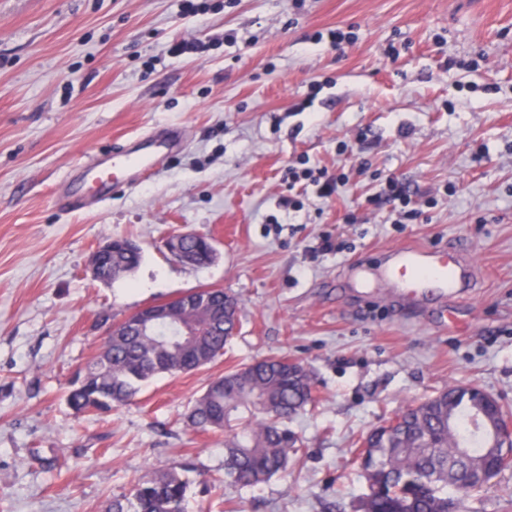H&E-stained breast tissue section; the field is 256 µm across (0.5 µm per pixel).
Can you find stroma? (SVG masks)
<instances>
[{
  "label": "stroma",
  "mask_w": 512,
  "mask_h": 512,
  "mask_svg": "<svg viewBox=\"0 0 512 512\" xmlns=\"http://www.w3.org/2000/svg\"><path fill=\"white\" fill-rule=\"evenodd\" d=\"M202 2L0 0V512H103L177 464L187 512H357L356 455L385 418L453 385L512 407V0ZM184 39L206 56L172 54ZM166 127L184 144L159 171L56 206L89 157ZM314 171L341 186L319 196ZM391 178L417 218L380 202ZM175 232L211 238L217 260L180 261ZM111 237L143 259L102 283L88 264ZM408 243L477 267L456 326L343 288L354 262ZM205 287L240 303L223 357L107 415L67 405L107 325ZM272 356L310 371L318 404L290 423V474L242 488L224 433L184 415ZM464 510L512 512V468Z\"/></svg>",
  "instance_id": "35a3bbf8"
}]
</instances>
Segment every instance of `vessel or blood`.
<instances>
[{"mask_svg":"<svg viewBox=\"0 0 512 512\" xmlns=\"http://www.w3.org/2000/svg\"><path fill=\"white\" fill-rule=\"evenodd\" d=\"M150 148L121 147L114 149L110 163L92 158L80 169V191L59 196V205L67 210L79 208L84 203L83 193L98 190L112 183L113 171H121L128 182L153 171L163 157L179 145L178 137L169 131L150 136ZM356 285L368 288L371 282L380 281L392 293L408 302L425 305L432 300H455L465 297L478 280L477 269L459 252L443 251L424 244L398 246L383 251L377 262H366L357 269Z\"/></svg>","mask_w":512,"mask_h":512,"instance_id":"vessel-or-blood-1","label":"vessel or blood"}]
</instances>
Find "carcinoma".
<instances>
[{
    "instance_id": "obj_1",
    "label": "carcinoma",
    "mask_w": 512,
    "mask_h": 512,
    "mask_svg": "<svg viewBox=\"0 0 512 512\" xmlns=\"http://www.w3.org/2000/svg\"><path fill=\"white\" fill-rule=\"evenodd\" d=\"M186 247L196 266L216 258L207 238H191ZM141 260L142 252L128 253L117 243L102 276L113 281L134 272ZM170 306L177 317L173 329L136 328L130 316L116 325L71 383L67 402L76 412H108L132 401L141 383L196 370L224 354L239 325L233 295L202 288ZM459 390L453 386L409 405L364 439L359 465L369 493L361 512H448V497L462 500L485 486L483 472L501 458L491 454L474 423L484 411V395L477 391L464 399ZM308 406L315 407L307 369L270 357L214 378L187 421L201 431L244 421L224 443V480L251 488L288 472L302 445L288 419ZM187 489L175 466L140 481L130 496L110 501L105 512H186Z\"/></svg>"
}]
</instances>
